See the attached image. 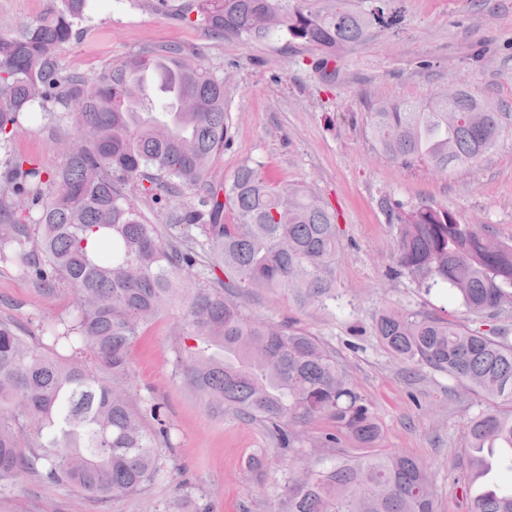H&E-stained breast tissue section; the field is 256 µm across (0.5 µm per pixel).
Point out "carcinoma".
<instances>
[{
	"label": "carcinoma",
	"mask_w": 512,
	"mask_h": 512,
	"mask_svg": "<svg viewBox=\"0 0 512 512\" xmlns=\"http://www.w3.org/2000/svg\"><path fill=\"white\" fill-rule=\"evenodd\" d=\"M88 0H52L33 22L0 31V142L14 138L36 104L53 102L78 139H62V164L45 170L16 159L3 173L0 261L25 247L28 272L74 301L67 320L44 328L48 349L0 321V488L26 471L45 483L108 500L136 493L159 471L158 440L169 441L161 404L134 384L131 347L176 297L183 324L176 359L188 382L216 409L264 422L289 448L294 427L325 417L327 456L288 480L283 512H435L425 466L410 455L373 450L380 427L336 355L293 325L251 319L237 302L250 288L279 290L306 304L332 288L336 215L303 184L280 185L245 165L227 186L207 178L224 150V80L179 44L148 45L92 82L63 73L58 49L86 18ZM391 0H187L181 21L224 40L281 33L317 48L314 68L335 81L336 61L372 36ZM168 66L170 104H156L138 76ZM456 90L425 104L393 103L368 113L379 152L407 168L440 175L477 163L496 145L502 113ZM184 186L197 201L171 213L202 241L164 240L132 202L166 201ZM37 210L31 224L17 212ZM231 213L228 222L225 213ZM398 272L420 288H448L471 313L512 308V244L494 239L448 209L419 204L397 215ZM192 270L189 286L181 272ZM378 336L398 359L448 373L495 407L471 420L462 453L468 488L481 485V448H503L512 472V342L478 329L407 311H385ZM349 439L367 449L343 452ZM473 512H512V489L473 496Z\"/></svg>",
	"instance_id": "cac0c4a2"
}]
</instances>
